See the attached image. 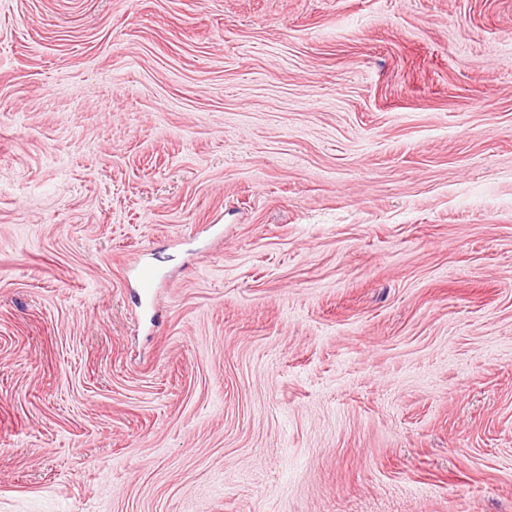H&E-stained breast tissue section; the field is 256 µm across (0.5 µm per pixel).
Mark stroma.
Wrapping results in <instances>:
<instances>
[{
	"mask_svg": "<svg viewBox=\"0 0 512 512\" xmlns=\"http://www.w3.org/2000/svg\"><path fill=\"white\" fill-rule=\"evenodd\" d=\"M0 512H512V0H0Z\"/></svg>",
	"mask_w": 512,
	"mask_h": 512,
	"instance_id": "1",
	"label": "stroma"
}]
</instances>
